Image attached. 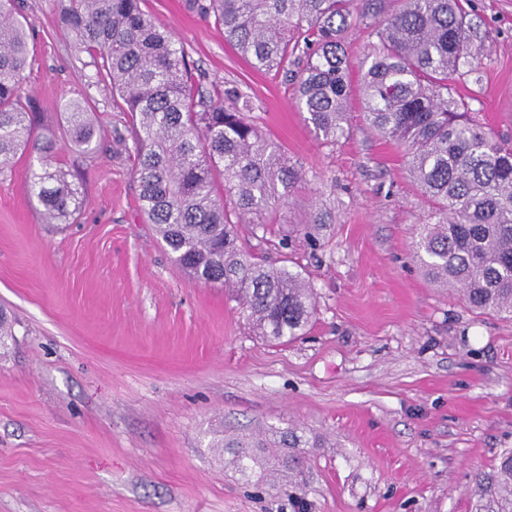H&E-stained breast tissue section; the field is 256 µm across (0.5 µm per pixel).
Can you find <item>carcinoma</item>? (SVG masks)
<instances>
[{
    "mask_svg": "<svg viewBox=\"0 0 512 512\" xmlns=\"http://www.w3.org/2000/svg\"><path fill=\"white\" fill-rule=\"evenodd\" d=\"M57 27L87 52L131 112L141 209L176 264L194 281L236 292L253 331L270 341L305 333L314 289L299 272L271 267L238 244L241 224L267 223L305 182L303 167L246 117L238 87L195 96L194 66L175 36L146 13L144 0H55ZM187 0L224 27V38L257 70L302 65L296 99L316 137L348 136L355 63L344 34L359 22L375 52L363 70L365 116L378 135L402 147L406 170L431 207L414 255L430 283L452 288L473 309L512 319V143L499 141L463 111L451 85L473 72L471 24L460 0H401L386 16L365 0ZM16 0H0V173L34 140L22 103L29 46ZM74 144L97 130L79 101L68 108ZM32 190L47 224H64L79 206L67 173L45 164ZM295 428L271 441L226 438L221 448H314ZM490 493L476 512H512V448L496 469L476 475Z\"/></svg>",
    "mask_w": 512,
    "mask_h": 512,
    "instance_id": "obj_1",
    "label": "carcinoma"
}]
</instances>
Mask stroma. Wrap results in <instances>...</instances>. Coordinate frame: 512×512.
<instances>
[{"label": "stroma", "mask_w": 512, "mask_h": 512, "mask_svg": "<svg viewBox=\"0 0 512 512\" xmlns=\"http://www.w3.org/2000/svg\"><path fill=\"white\" fill-rule=\"evenodd\" d=\"M32 48L25 102L51 166L80 190L47 224L30 185L39 154L0 173V512H474L478 472L512 448V321L431 286L413 255L428 205L402 148L363 119L317 139L297 111V64L261 72L185 0L143 9L183 45L205 95L237 86L250 120L307 172L244 248L288 263L316 293L307 333L257 336L222 288L189 279L141 210L130 114L55 23V0H19ZM472 63L456 92L512 139V0H466ZM78 100L98 130L69 138ZM301 427L322 436L301 472L281 448L242 474L224 436Z\"/></svg>", "instance_id": "1"}]
</instances>
